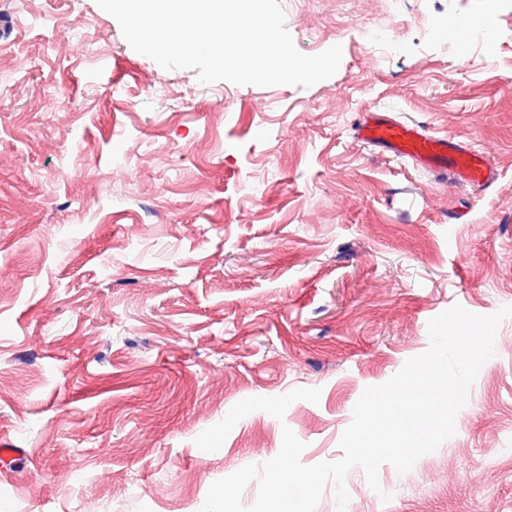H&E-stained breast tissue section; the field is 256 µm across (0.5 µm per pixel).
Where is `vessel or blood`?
Listing matches in <instances>:
<instances>
[{
    "instance_id": "b4317fda",
    "label": "vessel or blood",
    "mask_w": 512,
    "mask_h": 512,
    "mask_svg": "<svg viewBox=\"0 0 512 512\" xmlns=\"http://www.w3.org/2000/svg\"><path fill=\"white\" fill-rule=\"evenodd\" d=\"M354 132L359 139L384 149L391 157L447 172L458 186L487 188L495 181L493 167L473 143L429 133L421 126L396 120L383 112L361 113Z\"/></svg>"
}]
</instances>
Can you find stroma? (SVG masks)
<instances>
[{
  "mask_svg": "<svg viewBox=\"0 0 512 512\" xmlns=\"http://www.w3.org/2000/svg\"><path fill=\"white\" fill-rule=\"evenodd\" d=\"M317 84L204 86L134 51L96 0H0V512H201L290 428L342 456L366 387L427 350L428 322L512 306V0H280ZM466 16L462 40L448 20ZM386 27L387 47L368 30ZM392 112L477 147L453 185L356 139ZM221 448L196 438L249 397ZM456 431L406 474L346 476L316 512H512V318ZM389 500H382V493Z\"/></svg>",
  "mask_w": 512,
  "mask_h": 512,
  "instance_id": "obj_1",
  "label": "stroma"
}]
</instances>
